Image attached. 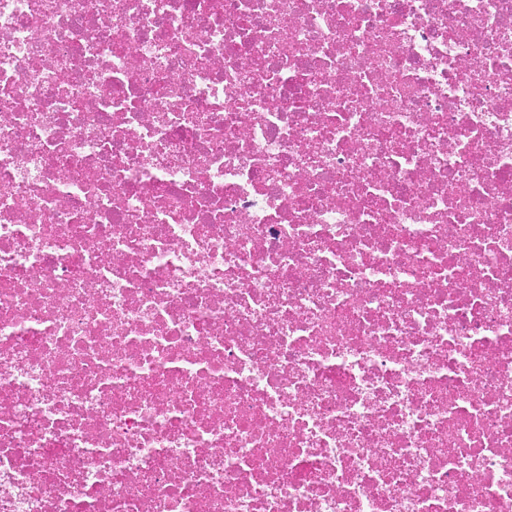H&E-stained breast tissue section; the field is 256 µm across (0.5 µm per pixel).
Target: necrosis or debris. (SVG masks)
<instances>
[{"label": "necrosis or debris", "instance_id": "4bbe7bcc", "mask_svg": "<svg viewBox=\"0 0 512 512\" xmlns=\"http://www.w3.org/2000/svg\"><path fill=\"white\" fill-rule=\"evenodd\" d=\"M0 512H512V0H0Z\"/></svg>", "mask_w": 512, "mask_h": 512}]
</instances>
